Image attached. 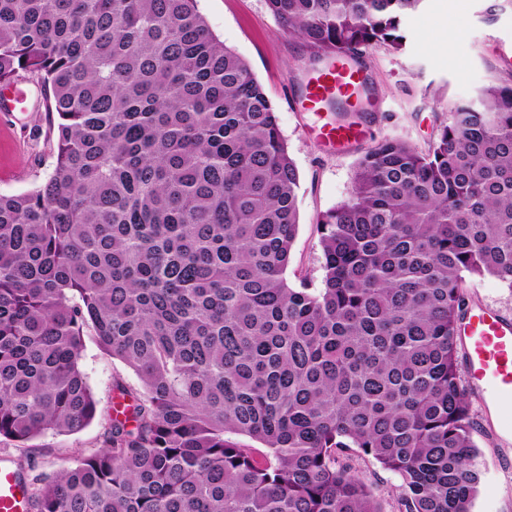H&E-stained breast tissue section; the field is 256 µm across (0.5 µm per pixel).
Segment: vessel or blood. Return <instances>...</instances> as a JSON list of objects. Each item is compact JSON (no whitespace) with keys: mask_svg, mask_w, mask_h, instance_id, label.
Listing matches in <instances>:
<instances>
[{"mask_svg":"<svg viewBox=\"0 0 512 512\" xmlns=\"http://www.w3.org/2000/svg\"><path fill=\"white\" fill-rule=\"evenodd\" d=\"M366 73L355 66L335 64L307 87L305 107L317 110L329 97L354 101L365 83ZM324 142L344 149L363 142L364 129L339 123L316 129ZM460 337L469 389L480 395L486 411L512 407V318L498 310L476 304L459 320ZM29 491L14 471L0 466V512H30Z\"/></svg>","mask_w":512,"mask_h":512,"instance_id":"obj_1","label":"vessel or blood"}]
</instances>
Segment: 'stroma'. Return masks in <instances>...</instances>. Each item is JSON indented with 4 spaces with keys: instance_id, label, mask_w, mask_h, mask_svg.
Segmentation results:
<instances>
[{
    "instance_id": "stroma-1",
    "label": "stroma",
    "mask_w": 512,
    "mask_h": 512,
    "mask_svg": "<svg viewBox=\"0 0 512 512\" xmlns=\"http://www.w3.org/2000/svg\"><path fill=\"white\" fill-rule=\"evenodd\" d=\"M494 0H424L404 20L406 41L401 49H369L363 62L370 74L375 105L364 115L368 143L400 138L427 150L435 127L446 120L453 104L475 96L481 88L512 81V7L496 16L487 9ZM197 8L214 35L249 62L274 107L282 135L300 174L296 189L299 220L287 275L321 279L319 215L348 198L355 164L362 150H334L313 134L314 126L335 121L329 109L302 108L313 71L309 52L289 37L265 0H198ZM457 27L449 36L445 27ZM23 110L0 112V193L34 189L52 169V126L39 88L20 81ZM467 304H487L512 316V289L491 276L465 278ZM81 367L101 411L112 407V382L122 378L136 385L132 372L86 339ZM481 474L471 512H512V446L503 447L490 433L480 399H473ZM101 421L68 435L47 433L34 440L36 461L29 478L70 464L78 455L100 448ZM379 495L383 512H399V478L375 461L349 450L338 457Z\"/></svg>"
}]
</instances>
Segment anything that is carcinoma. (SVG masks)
I'll list each match as a JSON object with an SVG mask.
<instances>
[{
  "instance_id": "obj_1",
  "label": "carcinoma",
  "mask_w": 512,
  "mask_h": 512,
  "mask_svg": "<svg viewBox=\"0 0 512 512\" xmlns=\"http://www.w3.org/2000/svg\"><path fill=\"white\" fill-rule=\"evenodd\" d=\"M423 0H266L320 58L405 43ZM41 85L53 168L0 193V439L100 414L85 339L129 367L102 446L33 512H471L463 274L512 288V82L453 105L426 151L366 148L323 212L321 284L288 282L299 175L250 64L197 0H0V84ZM244 436L263 445L241 444ZM339 463L349 464L354 472L379 495L384 512H399V478L380 467L371 458L362 456L356 448L337 456Z\"/></svg>"
}]
</instances>
